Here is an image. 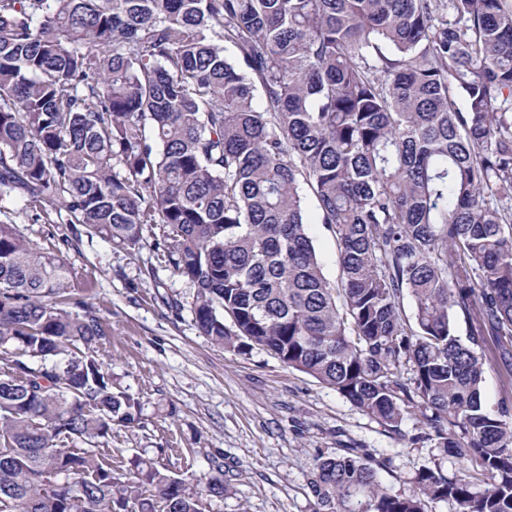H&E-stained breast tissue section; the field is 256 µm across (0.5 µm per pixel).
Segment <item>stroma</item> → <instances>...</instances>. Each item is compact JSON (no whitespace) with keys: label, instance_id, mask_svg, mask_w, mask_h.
Here are the masks:
<instances>
[{"label":"stroma","instance_id":"stroma-1","mask_svg":"<svg viewBox=\"0 0 512 512\" xmlns=\"http://www.w3.org/2000/svg\"><path fill=\"white\" fill-rule=\"evenodd\" d=\"M305 211L323 273L337 282L336 241L318 224L314 200ZM65 255L90 282L88 295L106 321L105 362L144 404L140 426L113 432V451L205 478L212 473L208 451L221 449L226 488L208 512H315L309 481L316 460L345 448L357 449L399 493L411 491L412 476L424 467L441 466L450 477L463 469L477 473L476 464L442 455L424 439L419 409H410L394 432L267 351L213 345L193 321V288L172 274L153 244L130 254L85 238ZM172 299L180 311L169 308ZM177 447L196 449L192 465L174 455Z\"/></svg>","mask_w":512,"mask_h":512}]
</instances>
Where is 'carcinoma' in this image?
Wrapping results in <instances>:
<instances>
[{"label": "carcinoma", "instance_id": "obj_1", "mask_svg": "<svg viewBox=\"0 0 512 512\" xmlns=\"http://www.w3.org/2000/svg\"><path fill=\"white\" fill-rule=\"evenodd\" d=\"M18 197L69 233L26 237ZM146 231L212 344L264 349L394 432L421 405L436 447L491 478L426 467L406 495L349 448L317 459L318 512H512V410L481 400L484 337L512 344V0H0V512L224 497L218 450L193 485L109 446L143 404L63 248L133 254ZM306 215L309 225V233L313 238L314 245L320 258L325 277L336 283L339 278V266L337 262L336 241L323 224H317V208L315 201L307 197Z\"/></svg>", "mask_w": 512, "mask_h": 512}]
</instances>
